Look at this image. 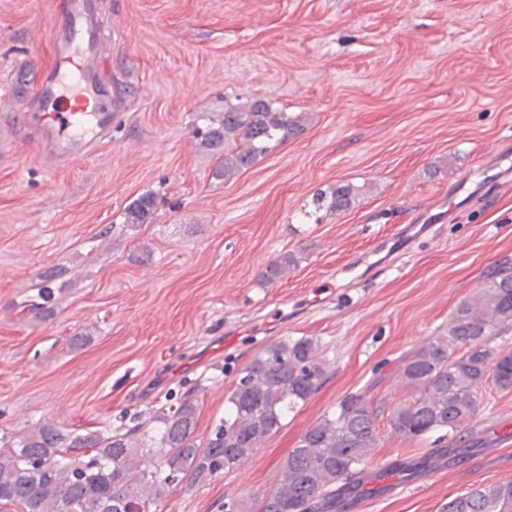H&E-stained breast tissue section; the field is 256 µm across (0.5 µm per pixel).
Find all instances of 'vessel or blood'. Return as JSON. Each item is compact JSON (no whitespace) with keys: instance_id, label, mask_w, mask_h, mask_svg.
<instances>
[{"instance_id":"b4317fda","label":"vessel or blood","mask_w":512,"mask_h":512,"mask_svg":"<svg viewBox=\"0 0 512 512\" xmlns=\"http://www.w3.org/2000/svg\"><path fill=\"white\" fill-rule=\"evenodd\" d=\"M62 36L36 96L43 107L20 123L49 169L71 167L111 142L112 90L101 66L110 46L94 21L93 0H57Z\"/></svg>"}]
</instances>
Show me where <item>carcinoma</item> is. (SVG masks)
I'll return each mask as SVG.
<instances>
[{
    "label": "carcinoma",
    "mask_w": 512,
    "mask_h": 512,
    "mask_svg": "<svg viewBox=\"0 0 512 512\" xmlns=\"http://www.w3.org/2000/svg\"><path fill=\"white\" fill-rule=\"evenodd\" d=\"M304 113L277 112L254 98L224 106L217 123L198 126L207 147H224L223 176L247 170L304 127ZM359 188L344 184L327 209L348 210ZM155 197L144 195L125 212L129 224L144 222ZM297 264L285 253L270 263L262 281L273 283ZM512 329V267L499 270L477 293L460 301L448 334L435 336L401 358L395 387L411 398L395 404L374 396L377 383L349 394L338 408L312 424L289 450L279 483L259 512H336L342 495L366 482L365 461L377 447L378 418L389 413L394 432L409 442L437 436L434 447L396 463L405 479L422 476L434 453L459 455L474 447L457 439L477 417L484 388L512 389V351L493 345ZM326 373L312 338L284 337L256 354L238 373L224 402V419L206 442L196 440L197 404L187 394L164 404L125 432L71 435L52 424L18 440L0 437V512H148L165 488L193 486L218 472L235 471L289 414L319 389ZM452 436L456 441L442 444ZM156 461L144 465V442ZM443 512H512V479L481 485L450 499Z\"/></svg>",
    "instance_id": "carcinoma-1"
}]
</instances>
